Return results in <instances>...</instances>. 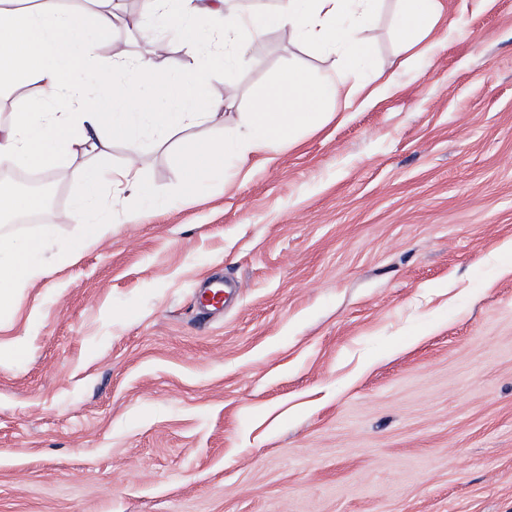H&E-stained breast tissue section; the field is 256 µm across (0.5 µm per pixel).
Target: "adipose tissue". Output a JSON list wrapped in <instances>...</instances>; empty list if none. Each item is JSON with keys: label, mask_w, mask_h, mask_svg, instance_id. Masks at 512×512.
<instances>
[{"label": "adipose tissue", "mask_w": 512, "mask_h": 512, "mask_svg": "<svg viewBox=\"0 0 512 512\" xmlns=\"http://www.w3.org/2000/svg\"><path fill=\"white\" fill-rule=\"evenodd\" d=\"M0 0V96L21 85L36 88L22 98L0 124V168H25L68 181L78 188L71 207L83 235L72 241L77 254L97 241L116 217L103 204L104 191L132 192L142 206L158 201L139 183L143 159L141 137L153 133L165 144L183 132L210 124L219 111L233 106L236 72L251 63L248 42L271 29L287 30L301 43L340 49L339 66L318 75L289 70L271 84L249 112L243 113L230 140L193 141L180 158L181 189L189 193L205 180L242 170L252 156L269 153L301 128L315 126L325 104L351 101L375 93L362 65L375 30L379 0H278L275 12H230L224 0H142L147 26L141 38L147 49L134 59L107 57L102 38L111 34L123 14L121 0H96L97 9L64 8L57 0H36L20 10ZM400 45L409 60L428 56L431 33L439 23V0H399ZM182 42L187 63L159 66L169 44ZM224 82L223 98H213V80ZM122 143L123 164L109 161ZM82 153L92 161L70 165ZM43 245L32 238L12 246L0 262V309L9 307L17 290L47 270L36 257Z\"/></svg>", "instance_id": "adipose-tissue-1"}]
</instances>
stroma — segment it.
<instances>
[{"mask_svg":"<svg viewBox=\"0 0 512 512\" xmlns=\"http://www.w3.org/2000/svg\"><path fill=\"white\" fill-rule=\"evenodd\" d=\"M443 2L408 64L381 0L390 88L267 163L185 200L184 141L148 139L143 222L67 255L65 182L0 232L52 268L0 311V512H512V0ZM250 53L204 137L340 60L280 29Z\"/></svg>","mask_w":512,"mask_h":512,"instance_id":"35a3bbf8","label":"stroma"}]
</instances>
